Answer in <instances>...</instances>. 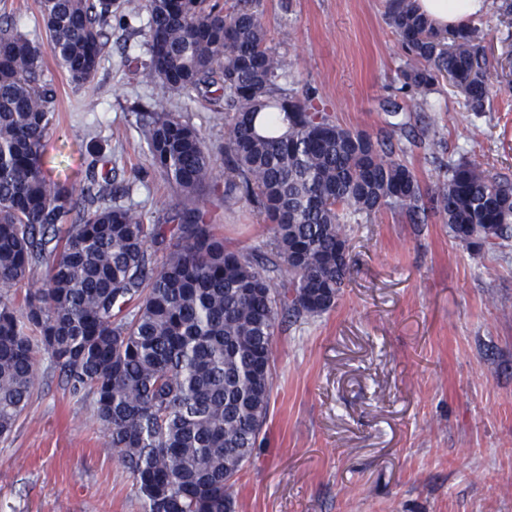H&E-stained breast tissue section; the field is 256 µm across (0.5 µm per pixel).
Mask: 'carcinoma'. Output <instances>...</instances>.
<instances>
[{
    "mask_svg": "<svg viewBox=\"0 0 512 512\" xmlns=\"http://www.w3.org/2000/svg\"><path fill=\"white\" fill-rule=\"evenodd\" d=\"M40 9L47 49L76 84L97 74L110 21L147 12L145 78L178 95L220 92L224 203L252 205L271 242L257 254L213 233L199 200L218 186L213 159L162 102L143 112L141 138L192 207L146 224L107 178L48 179L55 93L41 81L43 51L0 21V437L37 390L44 352L70 392L92 396L144 512H234L231 489L269 413L278 316L336 306L351 273L346 225L383 209L412 224L433 214L479 254L512 239V180L462 160L425 189L386 139L336 124L315 93L280 92L288 58L268 46L247 0H40ZM386 19L407 56L398 79L408 111L441 77L469 111H486L491 61L474 25L441 31L414 0H387Z\"/></svg>",
    "mask_w": 512,
    "mask_h": 512,
    "instance_id": "obj_1",
    "label": "carcinoma"
}]
</instances>
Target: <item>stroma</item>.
Instances as JSON below:
<instances>
[{"instance_id": "1", "label": "stroma", "mask_w": 512, "mask_h": 512, "mask_svg": "<svg viewBox=\"0 0 512 512\" xmlns=\"http://www.w3.org/2000/svg\"><path fill=\"white\" fill-rule=\"evenodd\" d=\"M387 0H249L291 67L281 86L316 90L337 124L389 138L423 187L467 159L512 179V26L498 8L478 19L497 89L482 116L440 81L416 112L391 116L404 51ZM0 18L35 42L38 0H0ZM147 18L108 30L96 77L74 85L52 54L56 92L43 169L55 182L110 170L112 188L144 223L174 198L138 132V115L169 98L224 171V105L169 95L142 73ZM427 132L438 154L400 130ZM201 203L226 246L265 248L270 233L223 189ZM351 275L321 316L279 324L264 440L233 487L235 512H512V240L470 254L439 217L409 223L385 209L347 225ZM39 388L0 439V512H143L137 489L93 416L46 354Z\"/></svg>"}]
</instances>
